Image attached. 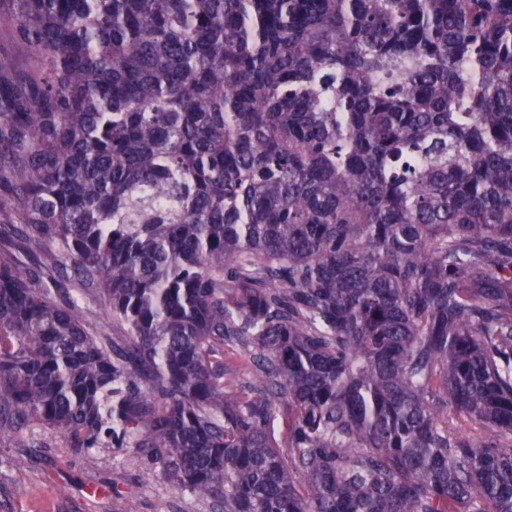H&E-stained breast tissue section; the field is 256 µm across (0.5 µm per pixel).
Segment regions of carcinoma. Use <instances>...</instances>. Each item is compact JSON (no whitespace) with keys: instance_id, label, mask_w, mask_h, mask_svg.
Listing matches in <instances>:
<instances>
[{"instance_id":"1","label":"carcinoma","mask_w":512,"mask_h":512,"mask_svg":"<svg viewBox=\"0 0 512 512\" xmlns=\"http://www.w3.org/2000/svg\"><path fill=\"white\" fill-rule=\"evenodd\" d=\"M2 24L0 443L139 448L224 512H512V0ZM81 298L85 308L86 324L90 330L106 335L101 337L109 338L116 344L122 345L127 342L126 330L120 325L112 324L107 317L104 300L99 292L82 293Z\"/></svg>"}]
</instances>
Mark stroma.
<instances>
[{
    "instance_id": "stroma-1",
    "label": "stroma",
    "mask_w": 512,
    "mask_h": 512,
    "mask_svg": "<svg viewBox=\"0 0 512 512\" xmlns=\"http://www.w3.org/2000/svg\"><path fill=\"white\" fill-rule=\"evenodd\" d=\"M217 512L179 489L138 449L79 452L38 427L0 444V512Z\"/></svg>"
}]
</instances>
